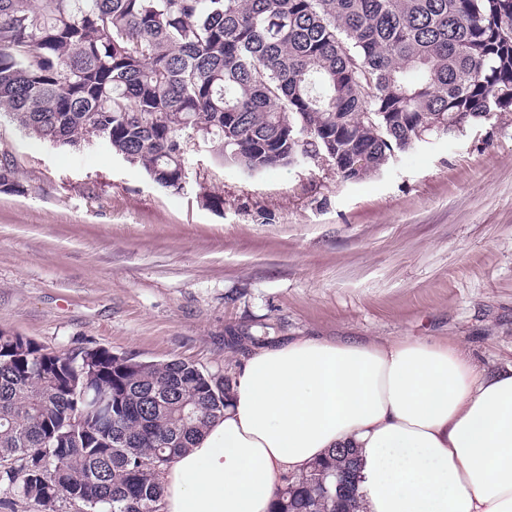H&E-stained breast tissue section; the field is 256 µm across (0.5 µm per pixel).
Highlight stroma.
<instances>
[{
	"label": "stroma",
	"mask_w": 512,
	"mask_h": 512,
	"mask_svg": "<svg viewBox=\"0 0 512 512\" xmlns=\"http://www.w3.org/2000/svg\"><path fill=\"white\" fill-rule=\"evenodd\" d=\"M0 148L19 184L0 192V331L221 374L259 336L448 338L512 365V112L359 182L313 162L252 175L192 144L174 191L99 140L6 120Z\"/></svg>",
	"instance_id": "obj_1"
}]
</instances>
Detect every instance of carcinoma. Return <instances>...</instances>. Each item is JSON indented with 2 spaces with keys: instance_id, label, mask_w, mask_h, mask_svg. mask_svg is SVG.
<instances>
[{
  "instance_id": "1",
  "label": "carcinoma",
  "mask_w": 512,
  "mask_h": 512,
  "mask_svg": "<svg viewBox=\"0 0 512 512\" xmlns=\"http://www.w3.org/2000/svg\"><path fill=\"white\" fill-rule=\"evenodd\" d=\"M512 112V0H0V116L91 138L178 190L187 146L259 174L362 180L420 141ZM0 152V191L17 187ZM232 377L181 359L46 352L0 332V486L39 512H161L158 474L224 414ZM350 450L272 512H360Z\"/></svg>"
}]
</instances>
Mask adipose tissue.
Instances as JSON below:
<instances>
[{"label": "adipose tissue", "mask_w": 512, "mask_h": 512, "mask_svg": "<svg viewBox=\"0 0 512 512\" xmlns=\"http://www.w3.org/2000/svg\"><path fill=\"white\" fill-rule=\"evenodd\" d=\"M351 449L361 512H512V366L447 340L300 337L254 350L221 418L162 471L164 512H269Z\"/></svg>", "instance_id": "1"}]
</instances>
